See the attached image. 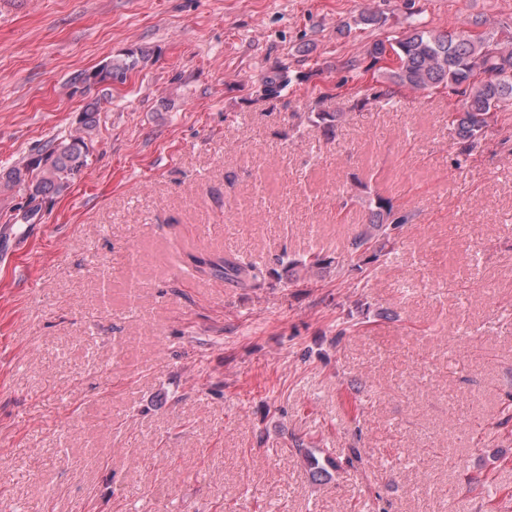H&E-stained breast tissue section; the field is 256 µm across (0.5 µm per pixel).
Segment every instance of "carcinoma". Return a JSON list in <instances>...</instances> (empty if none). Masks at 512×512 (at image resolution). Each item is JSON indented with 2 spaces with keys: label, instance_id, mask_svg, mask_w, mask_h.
Returning <instances> with one entry per match:
<instances>
[{
  "label": "carcinoma",
  "instance_id": "carcinoma-1",
  "mask_svg": "<svg viewBox=\"0 0 512 512\" xmlns=\"http://www.w3.org/2000/svg\"><path fill=\"white\" fill-rule=\"evenodd\" d=\"M483 24L475 20L471 25L454 26L446 31L429 29L422 24L414 26L400 37L373 44L369 55L373 64L393 58L394 65L384 67L392 90L363 95L357 100L360 108L370 99L393 97L398 89L426 92L443 87L458 96L455 111L448 113V125L454 130L458 155L456 163L467 160L486 139L491 126L501 115L512 110V41L501 43L474 28ZM140 62L138 57L124 56L106 61L104 75L123 79ZM265 93L278 98L289 83L284 71L263 77ZM98 102L88 103L82 112L79 127L68 137L50 144L44 156L28 159L5 172H0V192L16 188L24 191L28 203L37 199L51 200L67 191L73 180L87 168L88 141L97 127ZM324 136L334 137L342 119L340 112H317L307 116ZM366 219L359 225L350 242V256L361 258L367 252L377 258L394 249L400 230L411 221V214L402 211L389 197L374 194L363 200ZM334 260L312 252L295 257L282 250L274 258L275 268L269 274L282 279L297 278L303 272L329 269ZM209 273L236 284H248L264 278L263 269L244 262L229 253L217 261H205ZM296 453L303 456L315 474L327 467L337 466L330 455L318 459L306 452L304 444H293Z\"/></svg>",
  "mask_w": 512,
  "mask_h": 512
}]
</instances>
